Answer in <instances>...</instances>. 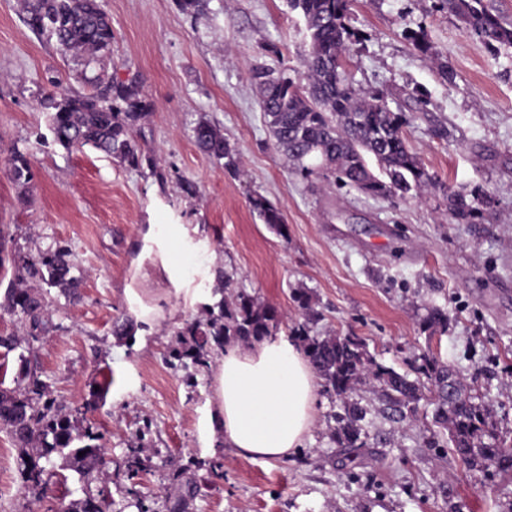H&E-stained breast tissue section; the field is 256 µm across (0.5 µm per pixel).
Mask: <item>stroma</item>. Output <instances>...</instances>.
<instances>
[{
  "mask_svg": "<svg viewBox=\"0 0 512 512\" xmlns=\"http://www.w3.org/2000/svg\"><path fill=\"white\" fill-rule=\"evenodd\" d=\"M101 4L112 54L96 70L141 83L153 110L137 139L165 178L53 142L39 102L57 85L90 92L84 64L28 25L24 0H0V294L20 258L59 242L83 278L76 304L49 289L47 330L10 354L0 382L14 387L27 357L82 426L103 434L114 512H137L132 487L149 512H169L172 473L186 463L197 486L187 512H506L512 480L468 469L452 448L426 447L437 429L431 395L402 420L380 392L360 386L370 440L351 468L333 440L334 404L318 392L303 448L267 462L236 456L209 433L212 373L187 383L165 357L177 331L215 306L218 270L232 268L237 288L274 305L288 326L302 321L294 295L307 289L321 314L312 334L359 337L409 379L422 380V354L435 356L512 446V49L469 38L433 0H353L351 24L364 38L347 69L405 114L410 145L437 178L419 197L392 201L302 179L276 148L250 74L267 65L303 77L309 36L288 0H207L196 16L176 0ZM411 30L423 31L449 77L413 48ZM418 88L426 106L413 97ZM202 119L223 128L237 173L197 147ZM16 150L31 166L25 188L10 173ZM449 185L491 196L485 223L449 217ZM256 193L282 210L285 235L253 212ZM169 225L184 229L182 241L166 236ZM143 305L151 313L134 342L113 336L114 318ZM432 306L447 309L446 332L426 329ZM143 442L145 469L133 482L126 461ZM18 463L0 428V512H60L81 498L75 473L33 492Z\"/></svg>",
  "mask_w": 512,
  "mask_h": 512,
  "instance_id": "obj_1",
  "label": "stroma"
}]
</instances>
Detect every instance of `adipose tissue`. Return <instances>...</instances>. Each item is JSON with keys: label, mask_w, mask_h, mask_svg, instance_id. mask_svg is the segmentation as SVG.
<instances>
[{"label": "adipose tissue", "mask_w": 512, "mask_h": 512, "mask_svg": "<svg viewBox=\"0 0 512 512\" xmlns=\"http://www.w3.org/2000/svg\"><path fill=\"white\" fill-rule=\"evenodd\" d=\"M213 378L207 427L238 456L289 457L315 425L318 376L290 337L226 346Z\"/></svg>", "instance_id": "adipose-tissue-1"}]
</instances>
